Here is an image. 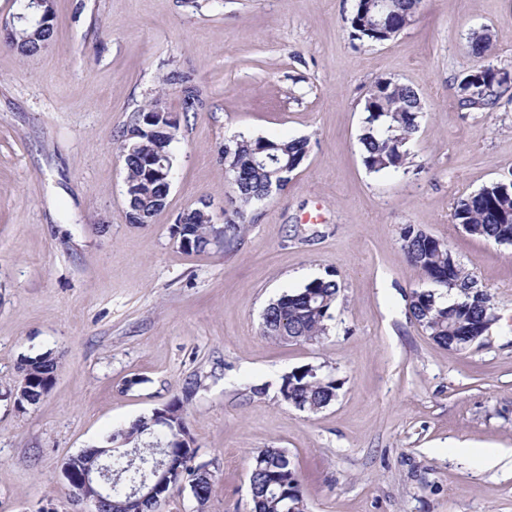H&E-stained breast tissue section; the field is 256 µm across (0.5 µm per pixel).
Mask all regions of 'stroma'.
<instances>
[{
    "mask_svg": "<svg viewBox=\"0 0 512 512\" xmlns=\"http://www.w3.org/2000/svg\"><path fill=\"white\" fill-rule=\"evenodd\" d=\"M355 4L54 0L44 48L0 45V512H87L67 458L175 398L215 486L206 507L185 488L158 512H253L248 471L265 448L288 451L308 512H512V245L453 220L458 200L512 181V90L480 110L456 94L466 68L512 71V0H422L381 44L351 39ZM483 29L493 50L479 59L469 40ZM174 72L202 106L179 124L166 208L133 224L118 133L158 98L181 115ZM381 79L424 105L405 174L362 164L364 100ZM238 134L305 137L308 157L236 246L185 252L180 214L204 199L224 221V143ZM411 226L491 296L498 319L467 351L408 315L430 286L404 256ZM316 278L340 287L327 335L265 337L266 306ZM46 352L55 383L18 411L20 362ZM304 365L342 384L315 413L279 394ZM484 448L503 459L488 465Z\"/></svg>",
    "mask_w": 512,
    "mask_h": 512,
    "instance_id": "stroma-1",
    "label": "stroma"
}]
</instances>
